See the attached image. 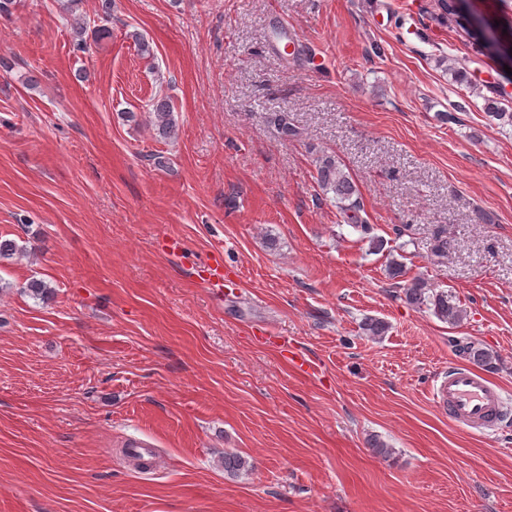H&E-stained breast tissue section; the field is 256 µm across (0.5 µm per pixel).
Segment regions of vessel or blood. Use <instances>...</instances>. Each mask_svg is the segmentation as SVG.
<instances>
[{"label":"vessel or blood","mask_w":512,"mask_h":512,"mask_svg":"<svg viewBox=\"0 0 512 512\" xmlns=\"http://www.w3.org/2000/svg\"><path fill=\"white\" fill-rule=\"evenodd\" d=\"M433 397L451 423L478 432L499 430L503 423L506 398L501 388L472 367H449Z\"/></svg>","instance_id":"1"}]
</instances>
